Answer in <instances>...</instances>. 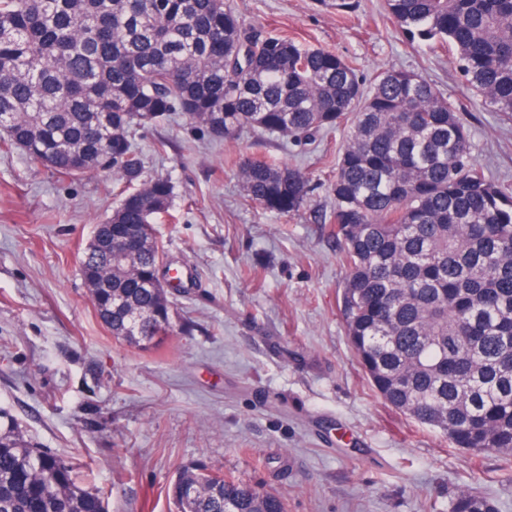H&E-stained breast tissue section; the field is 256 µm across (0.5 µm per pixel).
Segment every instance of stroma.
<instances>
[{"mask_svg": "<svg viewBox=\"0 0 512 512\" xmlns=\"http://www.w3.org/2000/svg\"><path fill=\"white\" fill-rule=\"evenodd\" d=\"M345 17L322 0H232L248 24L354 61L366 79L415 72L461 106L487 175L512 185V114L488 111L452 59L398 34L385 0ZM342 135L303 146L258 131L216 139L179 115L139 131L144 176L173 184L157 236L196 274L172 293L176 333L138 350L100 320L79 271L118 203L101 174L63 176L0 155V407L25 437L92 475L108 512H175L190 463L282 492L288 512H449L460 488L512 512L500 456L453 447L371 388L346 334L347 268L323 216ZM164 152H157V143ZM297 165L293 215L244 194L235 160Z\"/></svg>", "mask_w": 512, "mask_h": 512, "instance_id": "obj_1", "label": "stroma"}]
</instances>
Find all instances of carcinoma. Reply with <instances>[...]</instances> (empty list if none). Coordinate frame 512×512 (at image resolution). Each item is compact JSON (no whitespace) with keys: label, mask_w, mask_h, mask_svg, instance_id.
Masks as SVG:
<instances>
[{"label":"carcinoma","mask_w":512,"mask_h":512,"mask_svg":"<svg viewBox=\"0 0 512 512\" xmlns=\"http://www.w3.org/2000/svg\"><path fill=\"white\" fill-rule=\"evenodd\" d=\"M411 44L448 48L492 112L512 113V0H386ZM179 112L213 137L259 130L311 144L344 129L328 188L348 271L341 311L376 392L457 448L512 458V186L487 175L460 109L424 77L355 66L246 24L227 0H0V146L71 177L110 173L116 258L87 245L81 273L112 336L148 348L173 332L153 224L165 177L143 179L139 127ZM245 195L307 206L309 179L239 162ZM68 459L23 439L0 408V512H107ZM176 512H287L285 497L191 465ZM450 512H495L465 488Z\"/></svg>","instance_id":"1"}]
</instances>
